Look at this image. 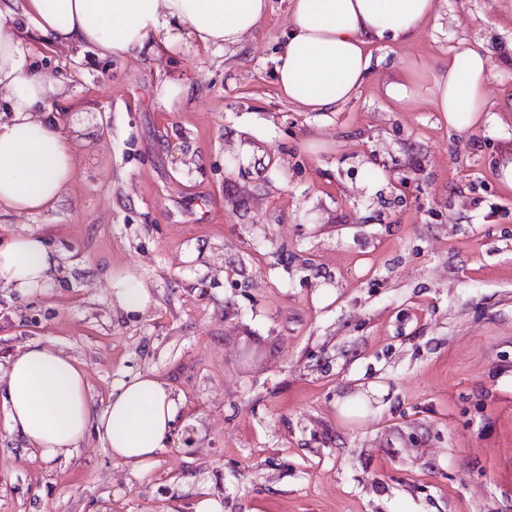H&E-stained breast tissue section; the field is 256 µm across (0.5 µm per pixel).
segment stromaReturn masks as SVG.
<instances>
[{
	"instance_id": "obj_1",
	"label": "stroma",
	"mask_w": 512,
	"mask_h": 512,
	"mask_svg": "<svg viewBox=\"0 0 512 512\" xmlns=\"http://www.w3.org/2000/svg\"><path fill=\"white\" fill-rule=\"evenodd\" d=\"M17 24L75 176L55 210L0 217V239L33 230L60 259L44 293L0 288V365L50 341L95 409L151 373L178 412L134 475L92 432L71 458L30 455L0 396V512H194L204 494L224 512H512V16L440 0L333 112L279 90L287 0L241 46L161 60ZM465 43L491 55L492 119L461 132L432 93ZM115 272L149 291L141 318L113 308Z\"/></svg>"
}]
</instances>
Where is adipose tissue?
Masks as SVG:
<instances>
[{
    "label": "adipose tissue",
    "instance_id": "obj_1",
    "mask_svg": "<svg viewBox=\"0 0 512 512\" xmlns=\"http://www.w3.org/2000/svg\"><path fill=\"white\" fill-rule=\"evenodd\" d=\"M438 0H288V35L275 58L283 95L307 112H332L363 84L369 46L413 37ZM268 0H0V215L53 209L74 177L70 138L50 115L54 88L31 67L30 46L15 21L26 17L52 46H80L122 59L162 58L184 49L223 50L244 43ZM488 54L454 51L434 77L433 104L450 127L472 128L487 105ZM58 261L44 237L28 231L0 243V285L39 294ZM111 298L125 315L143 314L150 294L123 274L110 278ZM11 433L46 461L72 457L95 429L113 459L147 473L170 433L175 402L151 374L121 381L94 411L84 371L53 343L27 344L0 374Z\"/></svg>",
    "mask_w": 512,
    "mask_h": 512
}]
</instances>
